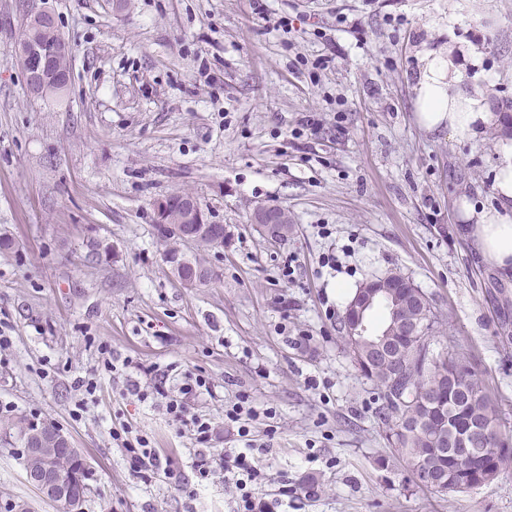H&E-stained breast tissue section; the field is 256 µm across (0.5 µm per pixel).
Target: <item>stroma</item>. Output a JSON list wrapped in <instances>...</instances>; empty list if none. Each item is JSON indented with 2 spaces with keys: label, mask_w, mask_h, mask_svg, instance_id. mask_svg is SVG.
I'll return each mask as SVG.
<instances>
[{
  "label": "stroma",
  "mask_w": 512,
  "mask_h": 512,
  "mask_svg": "<svg viewBox=\"0 0 512 512\" xmlns=\"http://www.w3.org/2000/svg\"><path fill=\"white\" fill-rule=\"evenodd\" d=\"M264 3L261 16L250 0H0V423L63 429L89 462L85 512H235L221 475L197 478L190 431L105 372V345L138 363L144 391L209 382L190 406L214 453L237 444L224 410L238 396L276 410L250 423L270 446L256 490L288 483V512H512V465L447 496L409 485L338 333L349 291L408 277L441 315L433 350L467 356L512 438V281L457 231L462 201L492 210L504 140L427 132L415 91L422 48L470 42L483 55L465 61L469 82L512 113V0H465L452 24L451 0ZM44 7L72 48L60 104L28 91L12 52ZM183 193L231 233L205 254V287L178 282L155 231V202ZM260 205L287 211V241L257 231ZM125 427L175 479L133 472L112 438ZM21 453L0 444V507L59 512Z\"/></svg>",
  "instance_id": "35a3bbf8"
}]
</instances>
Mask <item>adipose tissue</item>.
<instances>
[{"label":"adipose tissue","instance_id":"1","mask_svg":"<svg viewBox=\"0 0 512 512\" xmlns=\"http://www.w3.org/2000/svg\"><path fill=\"white\" fill-rule=\"evenodd\" d=\"M479 46L467 43L457 54L441 58L434 50L419 54L416 106L419 124L427 131L462 136L483 128L490 120L489 105L480 92L465 83L462 60H477ZM498 206L477 212L466 208L461 232L502 276L512 275V150L504 151L496 175Z\"/></svg>","mask_w":512,"mask_h":512}]
</instances>
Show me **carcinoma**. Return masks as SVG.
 I'll return each mask as SVG.
<instances>
[{"mask_svg": "<svg viewBox=\"0 0 512 512\" xmlns=\"http://www.w3.org/2000/svg\"><path fill=\"white\" fill-rule=\"evenodd\" d=\"M71 53H66L64 67L55 71L52 86L61 89L55 95L60 101L66 94L65 87L70 67ZM367 288H384L374 305L383 316L379 323L371 324L373 331L385 330L390 324V308H408L410 319L426 327L425 339L417 342L413 326H402L393 333L385 354L355 361L361 375L372 382L382 401L381 422L388 428L387 440L394 451L405 459L408 482L418 485L416 471L419 464L429 461L439 475H451L459 481H494L500 470L512 460V451L505 452V442L500 431L498 405L488 395L483 381L472 370L470 363L458 354L436 353L431 348L433 333L438 324L428 299L414 288L408 278L394 272L379 276L356 288L349 299L354 302ZM402 377L391 382L396 370ZM407 390L405 403L397 406L391 399L392 389ZM25 421L6 424L0 428V442L20 443L21 448L35 444L24 433ZM450 426L448 436L472 428L477 430V441L471 443L473 460L461 466L449 455V448L433 444V429Z\"/></svg>", "mask_w": 512, "mask_h": 512, "instance_id": "carcinoma-1", "label": "carcinoma"}]
</instances>
